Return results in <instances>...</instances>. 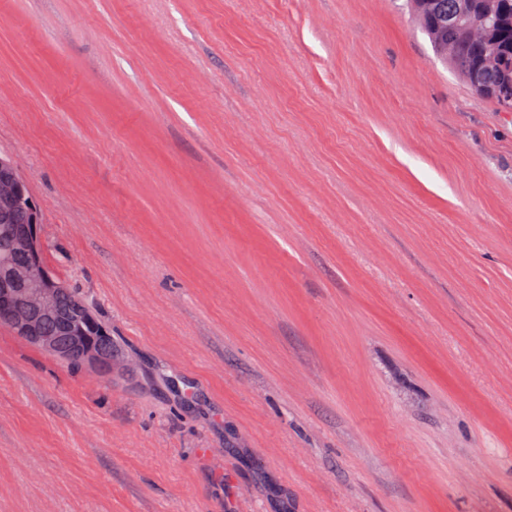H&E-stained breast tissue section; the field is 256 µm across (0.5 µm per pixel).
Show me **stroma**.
Masks as SVG:
<instances>
[{"label":"stroma","mask_w":512,"mask_h":512,"mask_svg":"<svg viewBox=\"0 0 512 512\" xmlns=\"http://www.w3.org/2000/svg\"><path fill=\"white\" fill-rule=\"evenodd\" d=\"M135 359L0 326V512H512V112L410 0H0V154Z\"/></svg>","instance_id":"35a3bbf8"}]
</instances>
